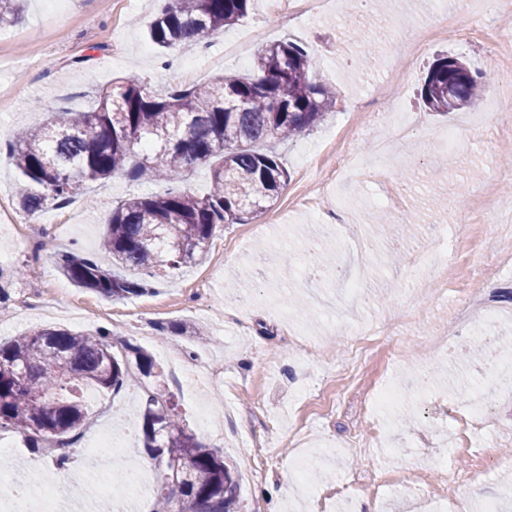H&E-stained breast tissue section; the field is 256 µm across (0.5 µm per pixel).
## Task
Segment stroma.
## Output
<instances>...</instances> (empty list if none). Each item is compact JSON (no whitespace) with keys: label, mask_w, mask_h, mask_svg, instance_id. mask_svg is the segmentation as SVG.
I'll return each instance as SVG.
<instances>
[{"label":"stroma","mask_w":512,"mask_h":512,"mask_svg":"<svg viewBox=\"0 0 512 512\" xmlns=\"http://www.w3.org/2000/svg\"><path fill=\"white\" fill-rule=\"evenodd\" d=\"M161 0H28L24 19L0 28V270L21 272L0 304V342L35 327L112 332V352L128 346L148 353L187 427L233 466L242 512H434L441 493L437 464L448 459L463 477L466 505L486 500L512 512V398L486 402L484 440L489 472L467 482L475 457L446 445L450 407L462 406L490 369L472 349L446 357L461 328L454 312L464 302L475 259L494 263L512 251V180H493L512 167V129L490 109L504 76L487 24L491 0H481L463 26L472 39L446 29L452 0H331L328 12L289 24L268 0H253L246 19L224 32L170 49L156 47L148 26ZM289 41L307 49L317 79L336 88L323 119L277 147L288 185L266 213L221 225L197 264L147 280L143 295L107 300L71 284L61 255H96L111 209L132 196L166 192L167 183L115 176L77 190L64 207L28 214L18 207V175L6 144L21 124L49 113L91 107L118 78L156 89L222 76H247L262 46ZM443 53L462 56L475 72L495 79L473 107L426 110L420 89ZM411 71L397 101L373 89L396 67ZM414 125L390 139L382 123L391 109ZM459 135L455 151L439 135ZM346 133L353 169L335 170L336 137ZM391 223L411 214L413 233L377 236L373 216ZM446 247H439L440 238ZM375 239L370 296L350 303L343 280L355 270L358 244ZM206 327L211 341L193 331ZM317 347L303 365L298 338ZM148 378L131 369L119 392H96L72 461L56 469L49 454L27 448L19 433L0 430V484L16 470L43 480L53 471L77 506L101 512L92 479L100 471L86 449L102 434L121 439L140 463L141 398ZM402 396L374 408L385 386ZM424 470L419 487L398 485L381 498L359 488L327 500L326 486L369 465Z\"/></svg>","instance_id":"stroma-1"}]
</instances>
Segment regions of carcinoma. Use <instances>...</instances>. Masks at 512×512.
Returning <instances> with one entry per match:
<instances>
[{"mask_svg": "<svg viewBox=\"0 0 512 512\" xmlns=\"http://www.w3.org/2000/svg\"><path fill=\"white\" fill-rule=\"evenodd\" d=\"M251 0H165L149 36L168 49L224 31L248 14ZM23 0H0V27L17 24ZM490 84L484 73L442 56L430 68L420 96L431 112H455ZM336 97L312 75L308 52L292 42L265 46L249 77H215L189 87L153 91L118 80L84 112L61 111L38 126L18 128L8 144L21 180L15 194L25 212L66 201L77 186L116 174L177 182L206 165L211 186L129 198L112 209L102 247L113 268L94 257L65 255L61 271L80 288L110 300L145 292L115 268L153 278L192 263L207 251L222 224H242L264 212L288 181L272 150L319 122ZM110 332L79 334L36 328L0 345V429L21 433L36 452L64 446L87 418L78 392L123 387L130 362L112 353ZM146 377H158L152 358L131 349ZM142 445L152 460L188 463L177 482L154 492L155 512H237L233 469L183 424L177 404L160 384L144 390Z\"/></svg>", "mask_w": 512, "mask_h": 512, "instance_id": "carcinoma-1", "label": "carcinoma"}]
</instances>
